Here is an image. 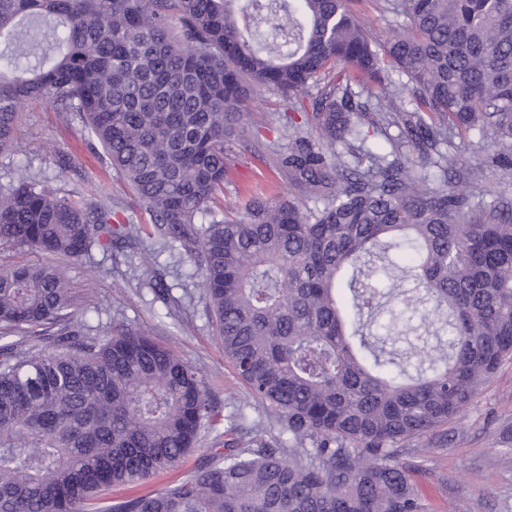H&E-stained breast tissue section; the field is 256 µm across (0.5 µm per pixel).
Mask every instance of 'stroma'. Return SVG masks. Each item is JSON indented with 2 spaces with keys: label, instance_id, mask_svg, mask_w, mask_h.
Listing matches in <instances>:
<instances>
[{
  "label": "stroma",
  "instance_id": "1",
  "mask_svg": "<svg viewBox=\"0 0 512 512\" xmlns=\"http://www.w3.org/2000/svg\"><path fill=\"white\" fill-rule=\"evenodd\" d=\"M286 106L271 92L257 93L250 102L251 119L260 132L258 152L237 149L224 183V208L236 209L245 191L287 195L288 186L272 165L282 141L279 130ZM84 162L83 174L61 173V157ZM30 174L49 177L62 193L91 190L101 171L94 149L79 125H64L55 107L29 101L21 109L16 149L0 155V184H7L16 165ZM163 276L156 288L152 273L140 261L113 264L109 255L92 250L83 260L69 263L68 276L83 319L94 333L104 334L123 324L150 332L192 365L214 397L221 416L244 412L246 424L268 428L261 405L251 399L233 367L224 358L215 319L204 289L182 251L161 240L150 244ZM448 445L428 447L418 458L417 475L425 512H512V360L503 362L471 405L442 427ZM222 435L202 428L196 448L177 468L148 482L113 486L105 494L117 504L149 491L177 484L201 463L205 450L221 448Z\"/></svg>",
  "mask_w": 512,
  "mask_h": 512
}]
</instances>
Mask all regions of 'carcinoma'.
Here are the masks:
<instances>
[{
    "instance_id": "obj_1",
    "label": "carcinoma",
    "mask_w": 512,
    "mask_h": 512,
    "mask_svg": "<svg viewBox=\"0 0 512 512\" xmlns=\"http://www.w3.org/2000/svg\"><path fill=\"white\" fill-rule=\"evenodd\" d=\"M388 9L404 31L381 43L349 0H0V153L21 105L49 102L151 220L114 224L100 188L74 200L19 168L0 245L69 261L136 245L150 267L144 240L179 247L279 431L233 422L178 485L101 505L176 467L213 402L152 336L91 335L62 267L1 265L0 512H424L404 456L448 446L437 430L512 358V196L487 182L512 176V0ZM261 90L288 106V196L220 215L235 148L260 149ZM383 297L408 318L432 302L448 351L413 373L386 355Z\"/></svg>"
}]
</instances>
